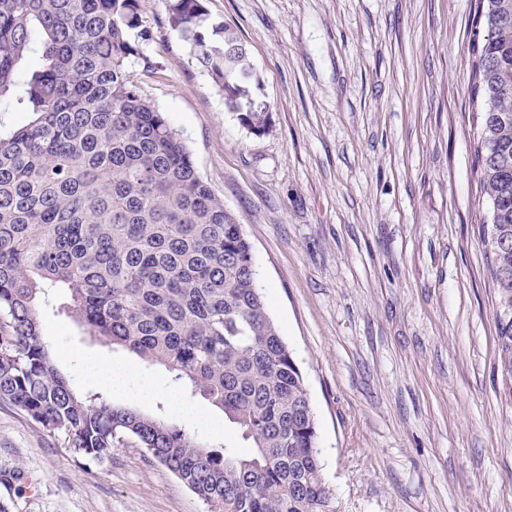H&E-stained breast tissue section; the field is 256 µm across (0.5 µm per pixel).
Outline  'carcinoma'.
<instances>
[{"label": "carcinoma", "instance_id": "obj_1", "mask_svg": "<svg viewBox=\"0 0 512 512\" xmlns=\"http://www.w3.org/2000/svg\"><path fill=\"white\" fill-rule=\"evenodd\" d=\"M168 23L254 135L270 104L248 48L205 0ZM472 97L497 285L498 370L512 396V0H478ZM138 0H0V102L40 52L0 136V403L83 458L132 439L208 512H335L302 372L267 309L242 225L200 176L130 64L149 59ZM65 288L94 335L224 412L250 442L210 446L162 417L83 396L53 363L40 307ZM39 59V54H33L29 60L22 65L18 75V86L13 98L4 100L0 105V134L2 136L30 120L31 114L26 112L24 105L19 104L17 99L24 96L27 75L31 70L38 67L40 64Z\"/></svg>", "mask_w": 512, "mask_h": 512}]
</instances>
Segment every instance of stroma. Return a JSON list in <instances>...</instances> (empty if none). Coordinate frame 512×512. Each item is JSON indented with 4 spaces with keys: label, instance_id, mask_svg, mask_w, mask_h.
Masks as SVG:
<instances>
[{
    "label": "stroma",
    "instance_id": "obj_1",
    "mask_svg": "<svg viewBox=\"0 0 512 512\" xmlns=\"http://www.w3.org/2000/svg\"><path fill=\"white\" fill-rule=\"evenodd\" d=\"M247 45L271 106L262 136L228 112L167 23L139 0L135 78L251 243L271 317L316 414L335 512H512V397L497 369V288L470 98L477 0H206ZM64 290L40 310L79 394L244 450L221 411L159 366L88 336ZM129 369L107 387L82 358ZM7 512H207L127 443L77 457L0 404Z\"/></svg>",
    "mask_w": 512,
    "mask_h": 512
}]
</instances>
